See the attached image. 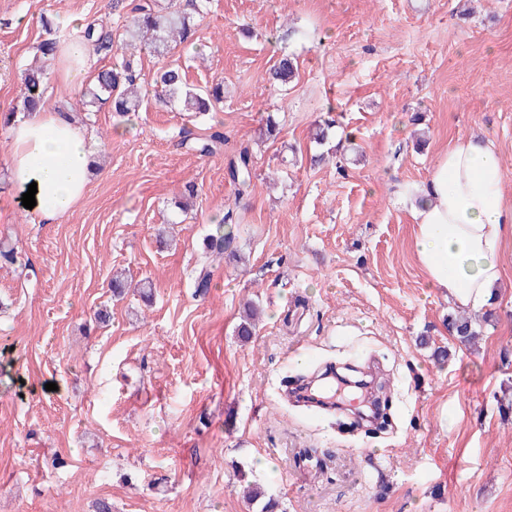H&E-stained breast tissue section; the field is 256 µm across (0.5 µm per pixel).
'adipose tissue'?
<instances>
[{"label":"adipose tissue","mask_w":512,"mask_h":512,"mask_svg":"<svg viewBox=\"0 0 512 512\" xmlns=\"http://www.w3.org/2000/svg\"><path fill=\"white\" fill-rule=\"evenodd\" d=\"M9 175L26 193L36 185L34 213L47 222L74 210L88 190L93 156L75 119L56 112L14 117ZM492 141L459 139L445 149L420 188L413 211L416 256L429 287L481 313L501 283V251L512 238V201Z\"/></svg>","instance_id":"obj_1"}]
</instances>
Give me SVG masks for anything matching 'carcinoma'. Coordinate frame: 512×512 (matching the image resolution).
<instances>
[{
  "label": "carcinoma",
  "instance_id": "cac0c4a2",
  "mask_svg": "<svg viewBox=\"0 0 512 512\" xmlns=\"http://www.w3.org/2000/svg\"><path fill=\"white\" fill-rule=\"evenodd\" d=\"M205 0H168L161 5L158 0L142 2L129 8L125 23L112 31H105L93 24L88 25L83 37L91 42L93 53L111 55L115 58L112 66L94 76L93 86L80 94L77 105L83 106L90 96V104L109 105L117 115L125 117L137 112L143 99L137 93L139 74L133 58L119 54L131 42L143 43L148 52L158 58H166L176 46L194 42L196 33L193 18L202 12ZM44 38L36 46V53L42 58L37 67L22 72L24 97L20 104L0 113V123L9 124V117L17 112L33 113L50 106L47 96L46 62L58 57L61 46L68 37L47 17L41 18ZM297 67L288 56L281 57L273 67L275 80L287 83L295 77ZM156 101L181 112H214L224 101L223 81H216L204 89L190 86L176 63H169L159 70L152 88ZM224 134L215 131L196 138V148L204 156L217 153L224 146ZM252 153L249 148L240 149L230 158L226 172L238 195L251 188ZM232 214L222 216L214 231L205 238V252L219 257L232 250L234 235L231 231ZM477 320L471 317L448 316V332L455 335L460 343L467 345L476 336ZM246 500L260 506V512H276L278 502L266 491L246 482L243 489Z\"/></svg>",
  "mask_w": 512,
  "mask_h": 512
}]
</instances>
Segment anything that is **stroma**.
Listing matches in <instances>:
<instances>
[{
	"instance_id": "stroma-1",
	"label": "stroma",
	"mask_w": 512,
	"mask_h": 512,
	"mask_svg": "<svg viewBox=\"0 0 512 512\" xmlns=\"http://www.w3.org/2000/svg\"><path fill=\"white\" fill-rule=\"evenodd\" d=\"M44 15L119 23L112 0H0V108L21 95ZM196 29L174 58L191 85L224 82L214 155L179 146L184 114L150 96L125 118L78 112L97 167L44 224L8 180L0 126V245L29 261L0 263V512H254L241 471L279 512H512V240L462 345L446 327L457 307L416 259L407 195L481 136L512 199V0H208ZM285 54L298 73L282 86L270 71ZM242 145L254 178L239 197L226 166ZM229 210L237 256L196 297L203 239ZM250 298L264 314L245 341ZM368 357L386 429L284 396Z\"/></svg>"
}]
</instances>
